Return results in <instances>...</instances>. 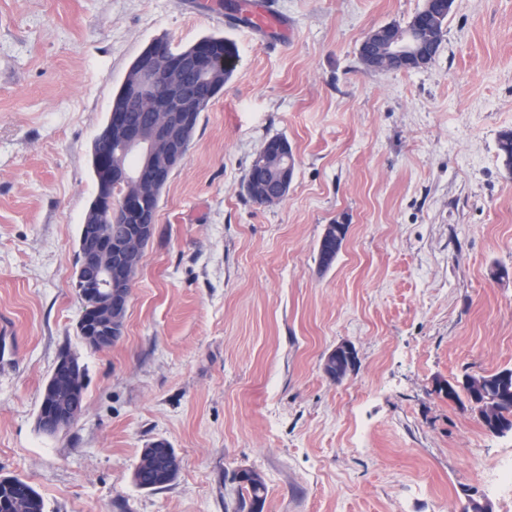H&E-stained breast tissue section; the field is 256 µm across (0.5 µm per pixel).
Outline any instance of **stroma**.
Segmentation results:
<instances>
[{"mask_svg":"<svg viewBox=\"0 0 512 512\" xmlns=\"http://www.w3.org/2000/svg\"><path fill=\"white\" fill-rule=\"evenodd\" d=\"M203 0H0V479L44 512H234L256 471L263 512H512L486 478L512 432L483 427L445 381L512 367V0H454L434 61L367 69L372 29L424 0H275L262 35ZM210 34L239 60L162 191L121 339L89 347L72 286L97 185L94 139L138 54ZM295 159L287 196L244 180L272 137ZM349 231L318 265L326 225ZM352 344L342 381L322 364ZM85 368V411L39 432L61 351ZM164 439L158 491L132 480ZM142 454L153 455L155 460L151 465L136 466L133 482L138 488L148 491L161 490L177 478L180 459L166 440L159 439L152 442L147 448H143ZM253 475L250 476V473ZM237 483L239 500L236 512H263L266 499V486L262 477L250 469L238 470L233 474Z\"/></svg>","mask_w":512,"mask_h":512,"instance_id":"35a3bbf8","label":"stroma"}]
</instances>
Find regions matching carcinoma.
<instances>
[{
    "instance_id": "cac0c4a2",
    "label": "carcinoma",
    "mask_w": 512,
    "mask_h": 512,
    "mask_svg": "<svg viewBox=\"0 0 512 512\" xmlns=\"http://www.w3.org/2000/svg\"><path fill=\"white\" fill-rule=\"evenodd\" d=\"M423 9L433 11V28L427 32L417 34L421 40L439 48L444 38V23L451 8L430 2H425ZM203 41L210 45L214 60L222 63V67L215 71L213 76V94H218L224 83L232 76L236 69L239 55L235 42L221 35H208ZM499 150L507 166L512 167V129L504 130L499 134ZM295 166L294 157L288 140L276 136L268 141V148L264 155L252 162L246 174V188L251 200L258 203H271L273 199L263 194L260 186L275 185L277 171L284 165ZM346 236L336 234V227H331L320 239L318 245L319 266L330 268L345 243ZM357 366V360L346 357L336 358L327 356L323 362V372L333 381H342ZM453 398L458 400L465 395L468 402L477 406L485 400L495 403L494 418L490 419L479 415L484 428L493 434H506L512 432V368H502L486 374H464L450 382ZM144 455L155 457L151 465H139L133 472L135 485L148 491L161 490L170 485L178 476L180 459L170 444L159 439L152 442L142 450ZM233 481L237 483L239 500L236 512H263L266 499V486L258 473L249 469H242L233 474ZM15 482L26 487L30 496L18 497L13 488L0 482V512H33L32 498H41L35 488L22 478H15Z\"/></svg>"
}]
</instances>
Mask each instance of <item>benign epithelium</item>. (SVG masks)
Here are the masks:
<instances>
[{"label":"benign epithelium","instance_id":"7a95c632","mask_svg":"<svg viewBox=\"0 0 512 512\" xmlns=\"http://www.w3.org/2000/svg\"><path fill=\"white\" fill-rule=\"evenodd\" d=\"M360 49L377 70H404L414 58L428 53L425 44L409 35L392 40L381 30L368 32ZM215 68L214 59L200 46L179 54L168 38L153 40L138 56V71L125 89L123 103L111 106L110 120L98 134L114 146L99 181L100 221L107 224L121 212L132 229L123 241L115 242L93 226L84 227L81 264L92 269V275L77 278V288L83 313L93 311L99 320L97 330L84 337L92 348H107L122 336L141 240L154 229L150 195L118 197L112 189L134 184L153 190L168 182L186 157L197 112L208 103L204 91ZM58 380L70 382L75 392L84 389L83 366L76 357L59 356L42 393L37 421L50 434L67 429L80 417L55 395Z\"/></svg>","mask_w":512,"mask_h":512}]
</instances>
